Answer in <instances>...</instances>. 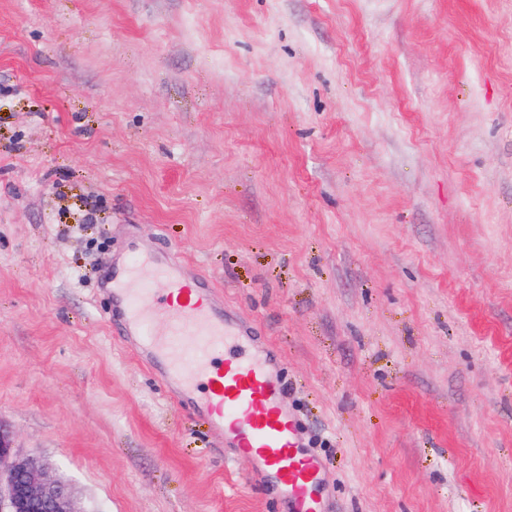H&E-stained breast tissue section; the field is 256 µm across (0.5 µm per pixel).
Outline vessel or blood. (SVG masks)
I'll list each match as a JSON object with an SVG mask.
<instances>
[{"mask_svg":"<svg viewBox=\"0 0 512 512\" xmlns=\"http://www.w3.org/2000/svg\"><path fill=\"white\" fill-rule=\"evenodd\" d=\"M156 279L167 284L164 297L150 289ZM111 295L122 309L113 334L139 337L141 352L180 404L249 454L289 512H331L320 458L299 451L276 358L211 295L207 276L187 277L179 263L134 250L113 265ZM157 314L167 320L165 332L153 327Z\"/></svg>","mask_w":512,"mask_h":512,"instance_id":"vessel-or-blood-1","label":"vessel or blood"}]
</instances>
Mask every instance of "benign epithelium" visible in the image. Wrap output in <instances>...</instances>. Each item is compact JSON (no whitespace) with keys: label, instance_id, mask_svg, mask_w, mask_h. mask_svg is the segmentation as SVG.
I'll use <instances>...</instances> for the list:
<instances>
[{"label":"benign epithelium","instance_id":"7a95c632","mask_svg":"<svg viewBox=\"0 0 512 512\" xmlns=\"http://www.w3.org/2000/svg\"><path fill=\"white\" fill-rule=\"evenodd\" d=\"M0 512H81L67 481L43 477V465L13 453L10 435L0 428Z\"/></svg>","mask_w":512,"mask_h":512}]
</instances>
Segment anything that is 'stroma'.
Instances as JSON below:
<instances>
[{"instance_id": "stroma-1", "label": "stroma", "mask_w": 512, "mask_h": 512, "mask_svg": "<svg viewBox=\"0 0 512 512\" xmlns=\"http://www.w3.org/2000/svg\"><path fill=\"white\" fill-rule=\"evenodd\" d=\"M212 277L334 512H512V0H0V427L81 512H286L104 282Z\"/></svg>"}]
</instances>
